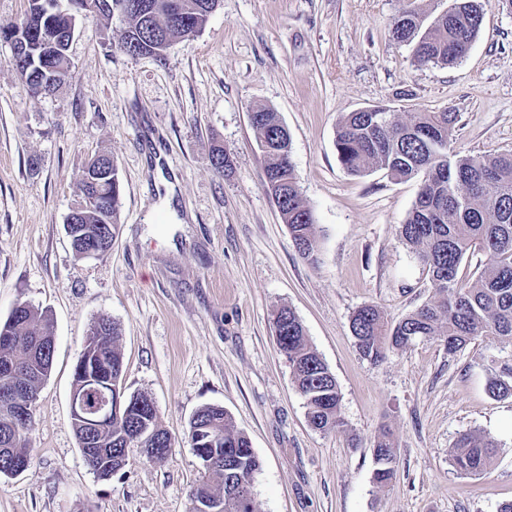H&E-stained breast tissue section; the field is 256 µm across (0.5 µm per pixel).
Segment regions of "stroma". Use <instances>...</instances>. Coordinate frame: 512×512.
<instances>
[{
	"label": "stroma",
	"mask_w": 512,
	"mask_h": 512,
	"mask_svg": "<svg viewBox=\"0 0 512 512\" xmlns=\"http://www.w3.org/2000/svg\"><path fill=\"white\" fill-rule=\"evenodd\" d=\"M404 0H221L203 30L163 56L119 49L127 26L79 20L57 92L28 95L0 41V322L16 303L50 316L52 369L34 406L31 463L0 474V512H189L201 467L192 415L224 408L261 461L257 512H497L512 501V397L493 399L482 340L448 353L420 339L375 363L351 332L355 310L399 321L433 299L426 267L398 227L418 180L340 163L347 113L387 105L458 113L451 146L512 153V14L494 0L468 55L420 66L391 25ZM278 112L291 136L317 260L299 256L265 187L251 109ZM232 168L218 174L211 145ZM111 153L121 181L118 233L97 258L76 256L64 224L87 160ZM293 309L333 373L344 425L319 432L280 354L271 316ZM121 329L123 385L150 397L174 445L163 460L130 449L99 479L74 432L73 369L91 322ZM388 426L396 476L374 480L373 441ZM464 432L498 443L492 466L456 469Z\"/></svg>",
	"instance_id": "obj_1"
}]
</instances>
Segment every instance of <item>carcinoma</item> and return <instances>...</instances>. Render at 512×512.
Masks as SVG:
<instances>
[{"mask_svg":"<svg viewBox=\"0 0 512 512\" xmlns=\"http://www.w3.org/2000/svg\"><path fill=\"white\" fill-rule=\"evenodd\" d=\"M211 0H134L133 9L122 11L127 19L120 50L131 55L160 56L156 48L202 31ZM409 0L394 19L395 40L412 46L413 60L420 65L443 66L462 60L471 50L482 26L481 0H451L448 10L422 28L421 15ZM69 18L62 14L26 11L19 22L0 24V39L27 45V59H11L30 96L55 92L69 72ZM257 133L266 183L275 185L271 196L292 242L306 259L315 258L318 242L313 216L302 202L291 153L288 129L278 113L255 108L249 113ZM455 112H418L407 121L383 106L346 114L336 128V151L341 164L352 174L369 168L382 169L396 179H420L412 210L400 225L403 239L419 254L427 268L435 299L392 324L375 305L358 308L352 329L364 357L373 362L420 338L444 337L448 353L463 350L482 338L505 349L512 348V154L500 156L462 155L451 149ZM112 154L102 152L97 162L112 169V176L86 181L82 197L69 213L75 224H109L117 230L121 185ZM485 256L481 271L471 277L460 274L465 256ZM22 317L0 322V362L8 359L26 375L24 395L34 402L53 362L54 339L48 332L47 312L26 302L19 303ZM275 342L287 359L297 391L305 401L310 426L321 432L335 431L343 424L341 397L336 379L309 345L295 313L278 308L272 318ZM118 325L107 317L94 321L81 354L107 362L112 376L123 377V356L117 341ZM486 389L495 398L512 396V362L505 360L490 369ZM11 380L0 372V474L15 462L31 461L28 433L34 418L16 426L9 414ZM135 401L128 416L102 429L74 425L78 442L91 439L98 449L85 459L95 473L120 471L124 449L170 448L171 436L163 427L154 402L145 395L131 394ZM214 440L215 460L202 467L203 475L189 493L190 512L213 501L221 512H256L253 479L261 467L245 434L234 430L222 409L205 406L189 421L188 441L197 437ZM497 443L490 437L461 434L454 444V465L466 475L481 474L490 467ZM374 478L387 485L395 476L396 454L392 434L383 428L373 442Z\"/></svg>","mask_w":512,"mask_h":512,"instance_id":"carcinoma-1","label":"carcinoma"}]
</instances>
